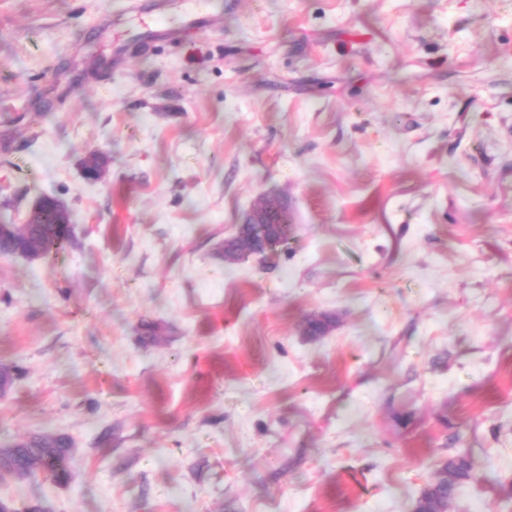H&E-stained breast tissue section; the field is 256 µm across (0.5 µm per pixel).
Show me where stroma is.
Segmentation results:
<instances>
[{
  "label": "stroma",
  "instance_id": "stroma-1",
  "mask_svg": "<svg viewBox=\"0 0 512 512\" xmlns=\"http://www.w3.org/2000/svg\"><path fill=\"white\" fill-rule=\"evenodd\" d=\"M168 3L0 0V224L74 239L0 256V447L74 446L0 498L412 512L465 451L448 512H512V0ZM267 196L287 245L225 262ZM52 206L55 211L62 216L63 220L60 224H70V213L66 205L58 198H50L43 196L39 201L31 208L27 214L23 224H35L38 223L36 217L42 213V211ZM58 218L55 214L43 213L40 220V224H35L34 227H24L20 232L23 235L26 232H30L32 236V242L37 244L45 254H50L52 251L63 249L66 245H72L73 241L69 235L62 233L58 228Z\"/></svg>",
  "mask_w": 512,
  "mask_h": 512
}]
</instances>
